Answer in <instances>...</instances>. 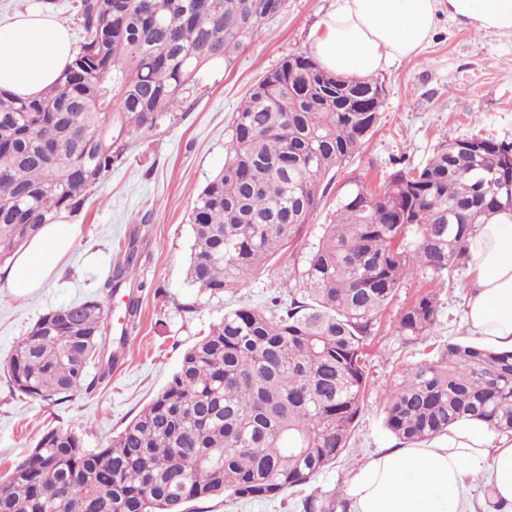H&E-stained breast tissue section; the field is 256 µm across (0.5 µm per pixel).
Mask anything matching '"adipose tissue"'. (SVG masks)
<instances>
[{
    "mask_svg": "<svg viewBox=\"0 0 512 512\" xmlns=\"http://www.w3.org/2000/svg\"><path fill=\"white\" fill-rule=\"evenodd\" d=\"M475 33L512 35V0H333L313 33L322 67L370 76L418 54L441 15ZM74 49L68 30L28 11L0 22V90L22 98L57 84ZM80 227L43 225L6 266V288L26 297L58 270ZM473 275L464 311L470 333L486 347L512 351V207L501 206L468 243ZM487 476L497 512H512V441L479 420L449 427L428 442L377 453L353 474L351 512H465L467 479Z\"/></svg>",
    "mask_w": 512,
    "mask_h": 512,
    "instance_id": "adipose-tissue-1",
    "label": "adipose tissue"
}]
</instances>
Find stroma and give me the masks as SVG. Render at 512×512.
<instances>
[{"label": "stroma", "mask_w": 512, "mask_h": 512, "mask_svg": "<svg viewBox=\"0 0 512 512\" xmlns=\"http://www.w3.org/2000/svg\"><path fill=\"white\" fill-rule=\"evenodd\" d=\"M80 0H0V19L33 9L67 26L81 43L72 17ZM331 0H286L282 13L265 22L237 54L231 67L216 65L200 75L174 107V120L139 138L126 162L97 187L77 222L82 235L61 261L60 274L25 298L0 288V363L15 342L50 309L88 298L101 299L113 326L124 320L121 295L105 297L103 275L118 257V246L135 216L148 214L138 229L150 255L143 267L139 324L131 333L122 364L108 384L54 407L12 392L0 373V473L23 456L47 426L75 429L88 448H102L162 389L182 356L225 311L262 306L299 285L304 260L329 220L337 195L354 177L380 188L393 173L424 163L448 137L474 135L512 142V37H475L465 27L442 21L417 56L378 72L385 101L361 152L333 179L320 208L311 216L285 259L253 276L235 293L210 296L191 285L186 270L192 232L190 214L208 180L224 165V147L234 114L249 88L283 58L311 55V34ZM469 269L453 275L439 295V322L427 341L400 336L403 310L420 295L423 277L407 279L378 319L366 346L368 383L347 458L314 480L324 490L348 491L356 468L377 449L394 444L382 425L383 402L401 369L425 359L431 346L469 340L462 307ZM299 495L288 491L273 500L214 498L190 503V512H295Z\"/></svg>", "instance_id": "stroma-1"}]
</instances>
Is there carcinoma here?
<instances>
[{
  "instance_id": "1",
  "label": "carcinoma",
  "mask_w": 512,
  "mask_h": 512,
  "mask_svg": "<svg viewBox=\"0 0 512 512\" xmlns=\"http://www.w3.org/2000/svg\"><path fill=\"white\" fill-rule=\"evenodd\" d=\"M281 0H80L83 42L59 83L35 100L0 90V266L44 224L79 216L132 141L173 118L197 75L229 67ZM350 90L305 55L264 74L235 113L224 167L190 214L187 278L212 296L245 287L301 234L342 165L367 141L376 112H353ZM448 138L425 164L374 190L353 180L299 272V287L265 307L224 312L178 370L103 448L72 429L47 430L0 477V512H185L225 496L275 499L297 488L300 512H348L339 491H306L348 448L364 409V348L379 314L420 272L436 288L404 309L399 333L430 335L437 289L467 262V240L498 208L512 171L492 173L512 144L482 139L486 157L457 160ZM133 227L102 288L130 285L146 261ZM130 293L126 328L137 327ZM102 303L49 310L3 369L14 392L49 405L96 390L120 352ZM100 364L88 378L87 364ZM512 434V352L465 341L403 371L383 424L403 444L462 420Z\"/></svg>"
}]
</instances>
